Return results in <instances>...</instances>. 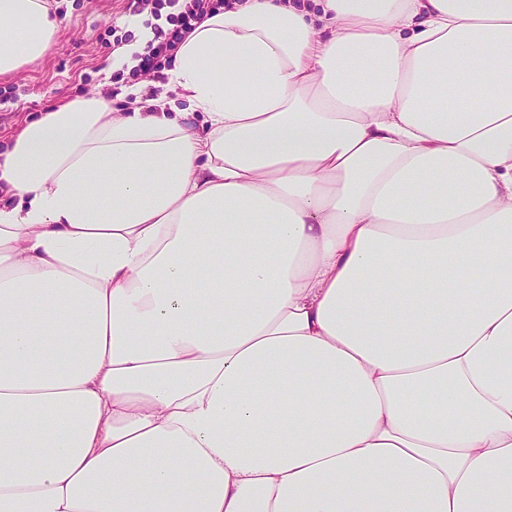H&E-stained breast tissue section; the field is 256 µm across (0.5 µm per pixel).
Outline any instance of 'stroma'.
<instances>
[{"mask_svg":"<svg viewBox=\"0 0 512 512\" xmlns=\"http://www.w3.org/2000/svg\"><path fill=\"white\" fill-rule=\"evenodd\" d=\"M61 25L55 46L45 58L23 69L0 75V151H6L13 137L33 116L92 92H113L112 109L129 112L131 98L121 95L123 86L137 83L153 95L174 100L178 111L188 113L196 128H203L204 116L190 112L179 88L170 80L150 75L120 76L111 68V49L104 35L114 28L116 37L130 42L134 32L128 25L129 0H49Z\"/></svg>","mask_w":512,"mask_h":512,"instance_id":"35a3bbf8","label":"stroma"}]
</instances>
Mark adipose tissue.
<instances>
[{
  "label": "adipose tissue",
  "mask_w": 512,
  "mask_h": 512,
  "mask_svg": "<svg viewBox=\"0 0 512 512\" xmlns=\"http://www.w3.org/2000/svg\"><path fill=\"white\" fill-rule=\"evenodd\" d=\"M314 2L0 159V512H512V0Z\"/></svg>",
  "instance_id": "ef3b65f1"
}]
</instances>
